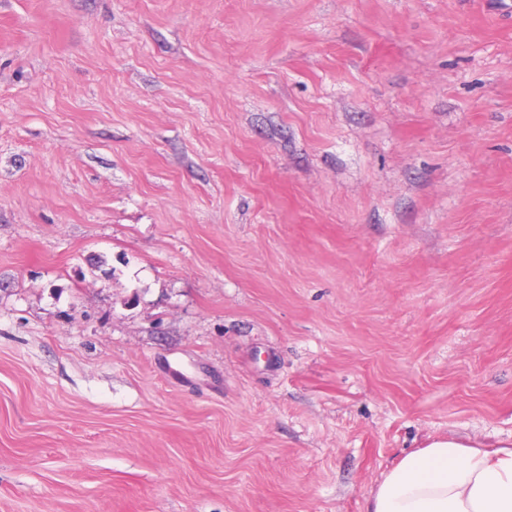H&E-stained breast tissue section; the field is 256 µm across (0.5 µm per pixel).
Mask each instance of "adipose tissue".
<instances>
[{
    "mask_svg": "<svg viewBox=\"0 0 512 512\" xmlns=\"http://www.w3.org/2000/svg\"><path fill=\"white\" fill-rule=\"evenodd\" d=\"M366 512H512V448L432 440L382 474Z\"/></svg>",
    "mask_w": 512,
    "mask_h": 512,
    "instance_id": "1",
    "label": "adipose tissue"
}]
</instances>
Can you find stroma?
I'll list each match as a JSON object with an SVG mask.
<instances>
[{"mask_svg": "<svg viewBox=\"0 0 512 512\" xmlns=\"http://www.w3.org/2000/svg\"><path fill=\"white\" fill-rule=\"evenodd\" d=\"M512 445V0H0V512H365Z\"/></svg>", "mask_w": 512, "mask_h": 512, "instance_id": "35a3bbf8", "label": "stroma"}]
</instances>
